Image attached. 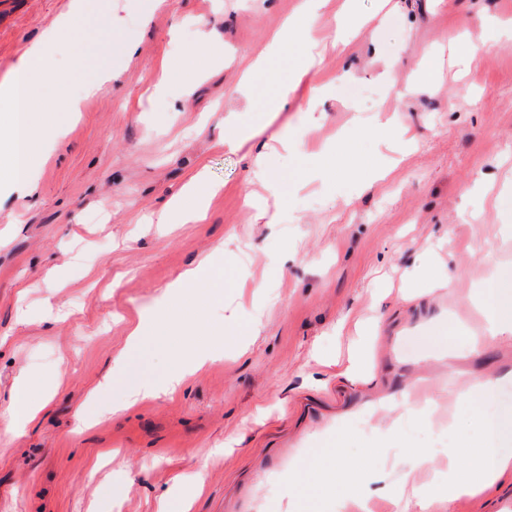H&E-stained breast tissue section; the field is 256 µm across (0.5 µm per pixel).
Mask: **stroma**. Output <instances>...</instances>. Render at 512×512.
Here are the masks:
<instances>
[{
    "mask_svg": "<svg viewBox=\"0 0 512 512\" xmlns=\"http://www.w3.org/2000/svg\"><path fill=\"white\" fill-rule=\"evenodd\" d=\"M303 4L112 0L135 55L112 48L111 86L77 112L34 105L39 125L63 132L37 145L34 194L0 189V400L30 372L47 404L20 432L0 427V512H166L173 500L181 512H265L285 498L295 457L336 437L348 441L343 466L362 476L428 448L437 422L400 406L418 381L436 396L454 371H512V343L474 350L449 329L495 267L512 272V238L495 234L512 224L495 191L512 183V38L481 25L512 22V0H355L367 26L321 46L273 119L289 50L252 85L242 76ZM67 8L0 0V82ZM382 112L392 134L367 129ZM228 118L263 127L269 172L292 178L261 188L242 152L221 145ZM388 164L391 175L374 178ZM201 168L220 187L204 216L156 223ZM488 174L494 190L475 192ZM434 251L451 255L455 285L417 296L413 272ZM207 256L243 275L241 287L217 301L188 294L171 354L134 358L122 383L98 392L138 311ZM379 289L389 296L373 378L337 379ZM257 314L258 332L228 340L179 391L125 406L134 374L161 377L172 353L207 343L225 317ZM363 417L370 430L356 427ZM201 466L202 488L189 489ZM508 507L512 477L431 512Z\"/></svg>",
    "mask_w": 512,
    "mask_h": 512,
    "instance_id": "stroma-1",
    "label": "stroma"
}]
</instances>
